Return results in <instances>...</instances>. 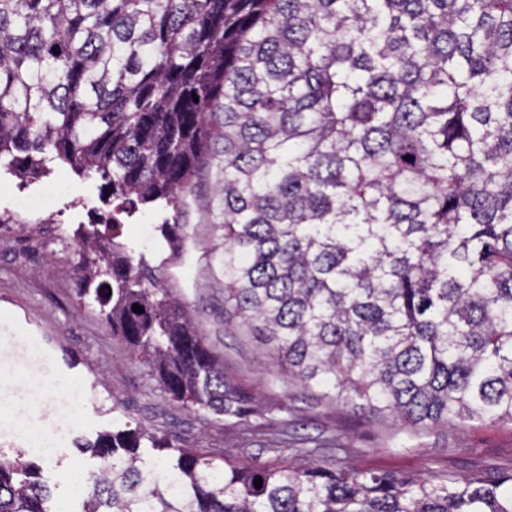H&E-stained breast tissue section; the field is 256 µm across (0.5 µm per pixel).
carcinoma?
Here are the masks:
<instances>
[{"label":"carcinoma","instance_id":"1","mask_svg":"<svg viewBox=\"0 0 512 512\" xmlns=\"http://www.w3.org/2000/svg\"><path fill=\"white\" fill-rule=\"evenodd\" d=\"M48 152L112 196L75 242L79 302L188 410L248 416L115 239L214 168L194 200L223 206L224 323L288 381L407 426L512 423V0H0V163ZM82 450L83 512H512V472L219 470L141 428ZM50 499L0 454V512Z\"/></svg>","mask_w":512,"mask_h":512}]
</instances>
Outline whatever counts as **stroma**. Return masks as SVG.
Masks as SVG:
<instances>
[{
    "instance_id": "1",
    "label": "stroma",
    "mask_w": 512,
    "mask_h": 512,
    "mask_svg": "<svg viewBox=\"0 0 512 512\" xmlns=\"http://www.w3.org/2000/svg\"><path fill=\"white\" fill-rule=\"evenodd\" d=\"M52 181L63 186L52 201L53 220L13 215L17 197L40 194ZM111 208L112 197L97 174L82 176L54 162L49 171L22 178L0 166V216L6 219L0 226V337L35 342L43 362L38 373L18 364L0 371V452L14 456L18 442L4 439L3 432L18 420L35 426L66 414L68 405L61 399L48 414L34 406L36 399L50 395L51 378L91 390L96 399L82 410L65 443L40 463L41 478L52 490L50 512H81L88 488L80 476L101 465L78 451L77 440L92 441L136 423L166 433L176 445L200 448L240 466L298 468L304 460L289 441L341 434L349 441L344 463L360 471L424 477L512 471L510 423L413 428L380 421L330 403L320 389L288 382L271 366L260 338L241 331L228 335L221 216L193 207L179 218L186 234L181 248L160 231L171 211L149 206L125 221L119 241L178 295L223 357L225 376L251 396L257 411L246 424L230 427L165 397L140 360L76 297L73 235L89 215Z\"/></svg>"
}]
</instances>
